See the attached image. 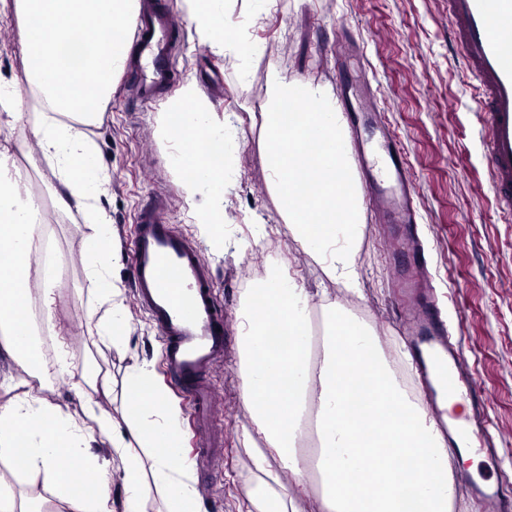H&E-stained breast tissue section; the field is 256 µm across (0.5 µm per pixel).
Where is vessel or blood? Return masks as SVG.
<instances>
[{
	"label": "vessel or blood",
	"mask_w": 512,
	"mask_h": 512,
	"mask_svg": "<svg viewBox=\"0 0 512 512\" xmlns=\"http://www.w3.org/2000/svg\"><path fill=\"white\" fill-rule=\"evenodd\" d=\"M139 14L135 36L146 73L138 96L148 101L173 81V44L170 21L157 0H141ZM448 23L465 66L477 82L476 105L486 137L495 204L512 213V0H448ZM388 176L395 191L385 199L387 208L399 223H415L407 167L392 160ZM133 267L140 302L164 339L166 372L188 398L199 424H206L210 391L205 374L223 356L229 335L228 323L214 311L208 271L194 247L163 223L152 204L137 218ZM412 319L426 343L444 349L454 362L458 360L460 346L437 319L433 304L413 310ZM445 381L449 390L471 397V431L481 446H488L483 397L455 365Z\"/></svg>",
	"instance_id": "b4317fda"
}]
</instances>
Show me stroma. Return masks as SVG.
Segmentation results:
<instances>
[{"label":"stroma","instance_id":"stroma-1","mask_svg":"<svg viewBox=\"0 0 512 512\" xmlns=\"http://www.w3.org/2000/svg\"><path fill=\"white\" fill-rule=\"evenodd\" d=\"M174 19L172 86L153 100L132 92L137 54H130L115 80L112 96L84 132L94 144L109 177L100 200L122 245L112 279L122 292L129 320L124 346L102 343L96 335L106 309L96 299L83 265L89 218L52 210L58 241L69 258V273L56 282L51 352L65 351L71 377L39 381L10 360L0 359V380H27L28 390L82 413L71 378L94 365L112 379L104 405L123 424L124 387L134 363L154 361L159 380L173 398L181 393L170 380L162 355L163 339L142 308L134 286L132 247L135 218L143 205L164 197L162 219L194 244L213 284L219 309L231 326L249 294L272 269L290 273L309 290L341 292L323 277L284 227L271 189L261 135L260 112L267 96L265 76L286 82L309 80L334 95L348 132H360L368 157L399 149L414 187L416 226L437 304L459 340L465 369L483 396L496 459L479 456L475 465L452 460L454 472H470L479 482L501 483L512 497V218L497 208L490 191L478 89L462 66L448 27V0H273L255 12L235 5L225 18L247 54L215 53L200 39L182 0H159ZM22 29L14 0H0V79L23 78L27 66L20 50ZM196 80L214 109L230 114L226 137L234 143L224 176V244L214 246L197 222L205 206H189L181 175L172 162L173 144L160 135L167 102L189 80ZM23 118L0 132V153L14 161L23 182L53 199L58 180L33 130L45 108L25 98ZM404 227L394 224L383 236L371 224L362 228L359 254L362 294L344 300L346 311L376 333L393 371H406L410 394L425 400L427 391L416 367H405L409 348L405 312L393 295L395 269L390 257ZM239 346L231 344L206 376L212 391L209 426L197 430L183 416L187 459L195 464L200 512H239L255 474L243 446L253 419L244 402L238 374ZM222 442L224 451L200 469V449Z\"/></svg>","mask_w":512,"mask_h":512}]
</instances>
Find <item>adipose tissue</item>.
I'll return each mask as SVG.
<instances>
[{
    "mask_svg": "<svg viewBox=\"0 0 512 512\" xmlns=\"http://www.w3.org/2000/svg\"><path fill=\"white\" fill-rule=\"evenodd\" d=\"M230 0H185L196 33L216 51L239 49L225 27ZM24 31V85L0 82V129L19 119L22 90L50 112L35 127L42 154L59 172L57 208L87 209L94 224L84 263L107 321L101 338L125 339L121 291L110 274L120 244L99 205L105 177L96 151L81 127L96 120L132 49L127 32L137 18L136 0H15ZM93 26L95 41L78 36ZM267 97L261 128L284 226L313 263L346 295L360 292L356 258L365 222L363 200L348 151L347 125L333 96L308 81L265 77ZM226 122L186 82L170 100L164 131L179 146V169L188 203L207 194L199 210L214 244L224 232V174L230 155ZM20 175L0 154V354L48 379L68 374L65 354L42 356L31 327V197ZM321 306L330 325L317 364L309 362L310 314ZM240 374L244 401L255 430L246 434L253 465L262 478L251 492L252 512H291L294 490L306 489L311 472L322 480L324 512H449L456 487L448 448L435 421L397 382L377 336L346 313L329 295L314 296L294 279L276 273L254 291L240 313ZM13 396L0 406V462L23 474L21 485L0 481V512H148L162 498L166 512H197L199 494L184 459L181 408L158 383L151 363L135 364L128 379L121 430L109 410L92 397L109 394L106 376L88 369L74 385L83 401L82 418L61 405L7 385ZM315 419L319 456L309 461L298 450L304 423ZM103 437L108 456L92 444ZM276 454L288 484L268 471ZM68 459L71 470L59 467ZM119 470L124 490L114 500L108 486ZM434 477L432 487L413 490L418 474ZM348 491L337 495V485Z\"/></svg>",
    "mask_w": 512,
    "mask_h": 512,
    "instance_id": "1",
    "label": "adipose tissue"
}]
</instances>
